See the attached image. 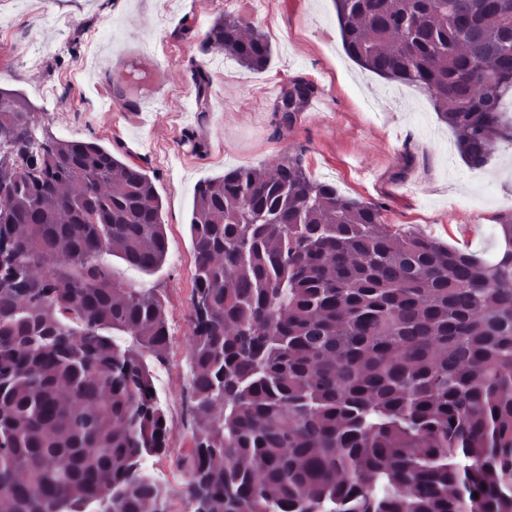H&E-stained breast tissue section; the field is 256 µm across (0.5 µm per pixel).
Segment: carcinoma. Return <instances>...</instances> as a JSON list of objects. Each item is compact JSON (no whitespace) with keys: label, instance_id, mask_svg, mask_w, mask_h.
I'll list each match as a JSON object with an SVG mask.
<instances>
[{"label":"carcinoma","instance_id":"1","mask_svg":"<svg viewBox=\"0 0 512 512\" xmlns=\"http://www.w3.org/2000/svg\"><path fill=\"white\" fill-rule=\"evenodd\" d=\"M347 54L419 88L482 168L512 145V0H333ZM202 43L250 70L267 35L218 18ZM288 105L315 86L291 80ZM0 89V505L159 512L145 459L171 428L144 354L170 345L168 253L142 168L58 140ZM183 493L194 512H512V215L489 258L384 222L300 155L194 192Z\"/></svg>","mask_w":512,"mask_h":512}]
</instances>
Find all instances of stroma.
<instances>
[{
	"label": "stroma",
	"instance_id": "obj_1",
	"mask_svg": "<svg viewBox=\"0 0 512 512\" xmlns=\"http://www.w3.org/2000/svg\"><path fill=\"white\" fill-rule=\"evenodd\" d=\"M0 16L11 20L0 32V87L37 106L54 137L93 141L141 166L162 199L164 264L146 273L109 253L102 260L121 282L158 289L167 305L168 355L147 364L173 425L166 453L155 459L173 512H191L182 459L193 445L196 184L299 154L312 178L381 205L386 223L482 256L495 251L492 231L512 214V148L493 146L487 167H468L428 94L386 82L346 54L332 0H0ZM222 16L268 36L273 54L264 71L204 48L202 33ZM141 61L166 70V84L128 85ZM198 67L210 77L206 112L196 100ZM296 77L314 83L320 107L290 127L276 100ZM116 82L137 109L113 99Z\"/></svg>",
	"mask_w": 512,
	"mask_h": 512
}]
</instances>
